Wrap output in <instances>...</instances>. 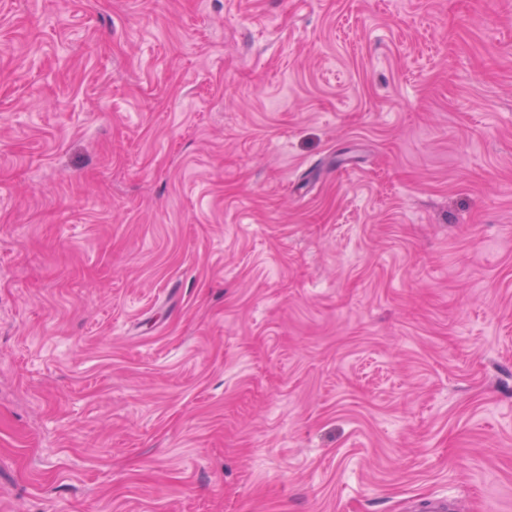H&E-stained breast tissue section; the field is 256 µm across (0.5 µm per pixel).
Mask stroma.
Returning <instances> with one entry per match:
<instances>
[{
    "mask_svg": "<svg viewBox=\"0 0 512 512\" xmlns=\"http://www.w3.org/2000/svg\"><path fill=\"white\" fill-rule=\"evenodd\" d=\"M512 512V0H0V512Z\"/></svg>",
    "mask_w": 512,
    "mask_h": 512,
    "instance_id": "obj_1",
    "label": "stroma"
}]
</instances>
